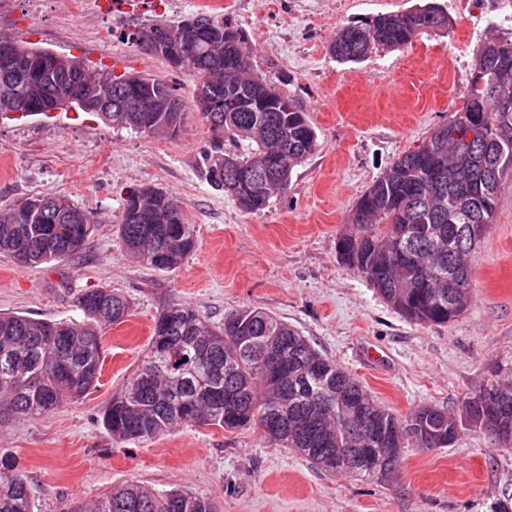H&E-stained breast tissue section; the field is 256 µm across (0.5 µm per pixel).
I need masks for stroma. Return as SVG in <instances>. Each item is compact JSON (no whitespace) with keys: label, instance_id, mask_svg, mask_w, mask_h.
<instances>
[{"label":"stroma","instance_id":"1","mask_svg":"<svg viewBox=\"0 0 512 512\" xmlns=\"http://www.w3.org/2000/svg\"><path fill=\"white\" fill-rule=\"evenodd\" d=\"M425 2L0 0V33L98 70L167 80L185 105L171 138L115 128L76 108L0 119V209L64 194L96 215L85 245L51 266L0 253V315L79 321L75 296L96 288L131 303L126 320L102 331L94 390L38 419L0 424V451L12 453L31 482L34 512H71L131 482L203 495L218 512H493L512 495V447L468 426L452 447L407 449L396 477L379 484L325 475L254 427L188 426L116 442L101 420L171 299L215 327L241 307L279 316L402 419L426 405L458 409L487 364L512 353V177L471 254V303L454 321L407 319L336 257L337 237L364 192L462 106L488 32L512 33V0H436L447 30L357 63L331 55L338 27ZM198 13L244 31L254 69L306 112L317 133L315 152L258 213L241 211L207 176V154L243 153L246 142L212 131L196 108L193 77L128 38L137 26ZM145 186L183 201L195 227V248L175 270L153 269L120 246L124 199Z\"/></svg>","mask_w":512,"mask_h":512}]
</instances>
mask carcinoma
<instances>
[{
  "label": "carcinoma",
  "mask_w": 512,
  "mask_h": 512,
  "mask_svg": "<svg viewBox=\"0 0 512 512\" xmlns=\"http://www.w3.org/2000/svg\"><path fill=\"white\" fill-rule=\"evenodd\" d=\"M205 23L195 53L182 69L193 78L212 80L215 111L224 115V128L251 144L246 154L226 152L207 158L211 182L224 189L234 171L263 169L267 180L288 186L292 170L317 146V134L307 115L295 103L282 112H260L258 105L281 95L268 82L248 81L249 47L237 39L240 29L222 16L201 14ZM448 29V16L434 3L404 14H380L361 24L341 26L334 34L331 54L343 63H357L378 49H401L422 34ZM44 64L33 81L15 83L10 96L40 105L64 91L71 61L52 60L47 50L37 56ZM482 66L495 85L470 79L465 95L467 111L483 117L497 136L507 127L508 140L478 146L465 154L448 145V127L440 125L422 144L400 156L362 195L337 239L336 256L356 275L410 320L442 325L468 307L470 295L451 299L440 280L451 273L470 280V253L458 260L448 245L469 224L489 227L494 222L498 193L489 190L490 152L503 158L497 182L512 175V117L504 119L495 94L512 99V39L499 38L494 49L482 47L472 70ZM109 106L137 97L141 112H110V125L136 131L147 126L151 134L179 133L184 102L177 88L154 77H140L139 87L117 83L97 89ZM169 96L176 112L150 111L151 99ZM283 96V95H281ZM288 99V96H283ZM224 164H219V160ZM272 194L251 183L233 195L247 213L265 209ZM52 201L59 212L45 217L33 203ZM183 202L161 190L143 199L151 224H131L122 217V247L157 270L172 271L194 249V226L173 206ZM74 203L65 195L35 197L0 211V252L22 264L42 265L80 250L95 221L85 211V230L74 231L66 211ZM179 223H170L171 217ZM427 233H410L417 226ZM84 320L48 321L20 315L0 316V418L33 420L67 401L85 397L101 375L103 350L99 328L120 323L129 314L126 296L110 288L84 291L75 298ZM280 353L282 367L273 372L266 351ZM468 419L492 413V434L512 431V381L503 384L487 374L467 398ZM447 410L423 406L403 421L375 402L365 386L278 316L242 307L224 315L213 327L192 306L178 300L162 305L155 319L141 363L128 376L102 411V422L115 441H143L178 425H214L226 431L258 427L271 443L293 448L329 474H342L369 483H385L396 474L407 448L417 440L402 441L399 432L418 425L437 433L433 448H446L457 439V424L444 418ZM306 420L298 431L294 419ZM31 483L16 474L0 481V512H33ZM73 512H217L207 497L184 490L158 494L139 484L114 488L88 508Z\"/></svg>",
  "instance_id": "carcinoma-1"
}]
</instances>
